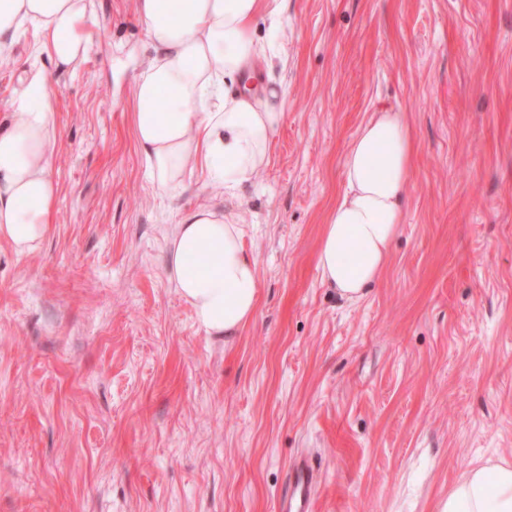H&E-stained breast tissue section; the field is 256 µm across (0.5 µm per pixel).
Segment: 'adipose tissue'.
<instances>
[{"mask_svg": "<svg viewBox=\"0 0 512 512\" xmlns=\"http://www.w3.org/2000/svg\"><path fill=\"white\" fill-rule=\"evenodd\" d=\"M279 0H135L153 55L133 87L134 131L158 189H180L190 169L232 193L265 168L284 118L285 89L257 75L266 54L260 15L277 19ZM88 0H0V51L35 25L61 69L86 56ZM57 92L28 70L0 122V240L34 251L54 222L52 171ZM413 148L404 112H374L344 159V188L322 227L317 266L324 285L348 300L378 281L403 217ZM242 225L213 207L186 212L167 241L165 270L195 319L213 336L237 334L255 316L258 263ZM205 269H189L193 256ZM437 512H512V463L469 467Z\"/></svg>", "mask_w": 512, "mask_h": 512, "instance_id": "1", "label": "adipose tissue"}]
</instances>
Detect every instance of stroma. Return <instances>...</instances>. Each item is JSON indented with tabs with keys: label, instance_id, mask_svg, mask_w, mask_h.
<instances>
[{
	"label": "stroma",
	"instance_id": "35a3bbf8",
	"mask_svg": "<svg viewBox=\"0 0 512 512\" xmlns=\"http://www.w3.org/2000/svg\"><path fill=\"white\" fill-rule=\"evenodd\" d=\"M88 53L56 68V214L0 241V512H276L294 462L313 512H435L475 463L512 462V0H282L265 64L286 90L271 157L237 195L146 173L132 86L151 51L134 0H91ZM415 156L389 262L359 300L321 281L322 226L373 112ZM199 205L237 215L254 319L209 335L165 272Z\"/></svg>",
	"mask_w": 512,
	"mask_h": 512
}]
</instances>
